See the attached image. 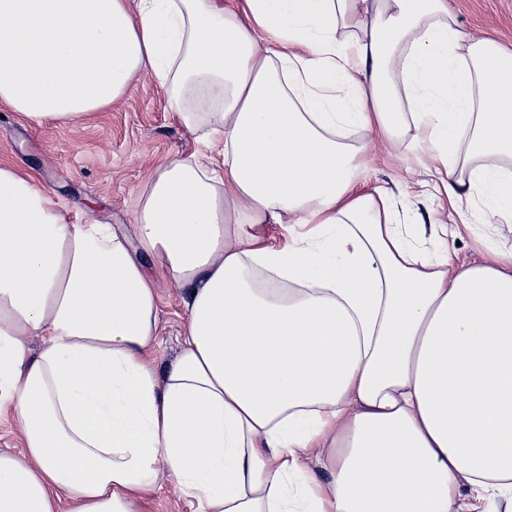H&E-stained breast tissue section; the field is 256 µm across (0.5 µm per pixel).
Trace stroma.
Here are the masks:
<instances>
[{"label": "stroma", "instance_id": "35a3bbf8", "mask_svg": "<svg viewBox=\"0 0 512 512\" xmlns=\"http://www.w3.org/2000/svg\"><path fill=\"white\" fill-rule=\"evenodd\" d=\"M450 5L462 32L512 43V0H450ZM348 142L363 154L364 191L392 196L416 222H457L454 211L441 208L433 176L414 156L415 147L424 144L420 129L404 127L392 142L379 131L360 130ZM197 148L195 134L176 119L165 90L148 73L112 106L65 125H38L0 106V162L34 173L72 222L109 224L132 240L137 198L155 170ZM157 293L158 358L166 366L180 351L185 292L161 279Z\"/></svg>", "mask_w": 512, "mask_h": 512}]
</instances>
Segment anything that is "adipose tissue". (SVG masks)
<instances>
[{
    "instance_id": "obj_1",
    "label": "adipose tissue",
    "mask_w": 512,
    "mask_h": 512,
    "mask_svg": "<svg viewBox=\"0 0 512 512\" xmlns=\"http://www.w3.org/2000/svg\"><path fill=\"white\" fill-rule=\"evenodd\" d=\"M144 70L202 149L154 173L138 250L0 163V416L22 439L0 512H139L163 476L198 512L512 499V249L485 237L465 266L449 244L512 223V46L448 0H0V104L25 119L89 117ZM406 115L456 225L356 188L346 133ZM149 255L186 292L164 370Z\"/></svg>"
}]
</instances>
